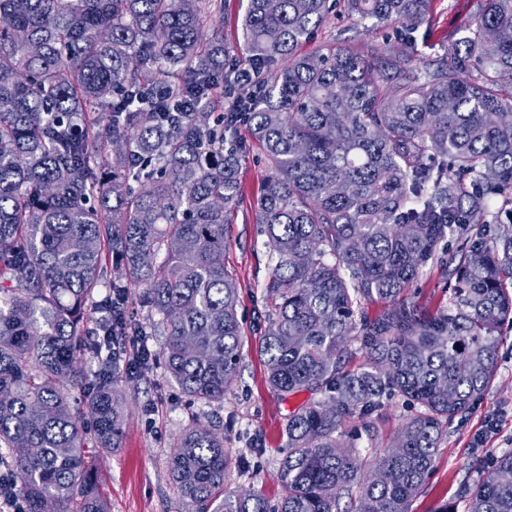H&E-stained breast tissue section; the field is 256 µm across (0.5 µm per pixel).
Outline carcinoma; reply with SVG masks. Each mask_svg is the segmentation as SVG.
Returning <instances> with one entry per match:
<instances>
[{
	"mask_svg": "<svg viewBox=\"0 0 512 512\" xmlns=\"http://www.w3.org/2000/svg\"><path fill=\"white\" fill-rule=\"evenodd\" d=\"M429 2L248 0L230 50L206 27L224 0H0V460L28 512H109L90 453L118 447L122 380L160 357L206 405L236 381L224 246L241 126L269 170L251 204L271 261L267 382L321 397L288 416L277 507L224 492V435L200 423L174 444L172 477L188 512H411L512 326V0H485L423 66L414 33ZM338 5L398 25L395 41L300 52ZM439 259L448 304L430 313L405 293ZM132 288L163 330L158 353L127 317ZM372 300L388 308L369 317ZM354 343L365 363L351 371ZM384 397L421 411L372 467L347 427ZM461 498L464 512H512V452Z\"/></svg>",
	"mask_w": 512,
	"mask_h": 512,
	"instance_id": "1",
	"label": "carcinoma"
}]
</instances>
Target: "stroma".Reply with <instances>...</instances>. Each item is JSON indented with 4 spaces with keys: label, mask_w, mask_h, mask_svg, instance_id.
Listing matches in <instances>:
<instances>
[{
    "label": "stroma",
    "mask_w": 512,
    "mask_h": 512,
    "mask_svg": "<svg viewBox=\"0 0 512 512\" xmlns=\"http://www.w3.org/2000/svg\"><path fill=\"white\" fill-rule=\"evenodd\" d=\"M483 5L484 0H431V18L415 34L419 62L426 65L438 60L462 37L465 23ZM392 32V27L385 26L365 34L362 22L341 13L321 28L304 49L309 52L314 46L334 41L361 49L369 42L383 43ZM266 174L259 150H252L242 169V196L235 222L228 228L224 250V264L239 283V314L244 332L237 380L223 402L209 406L191 402L159 362L139 378L123 382L126 404L119 446L96 459L100 489L110 512H185L169 462L175 440L197 423L213 426L224 434V446L232 461L224 485L227 492L251 490L274 505L285 494L279 477L286 444L282 430L289 413L306 404L311 394L302 391L284 397L274 392L257 352L265 327V284L271 263L250 203ZM410 293L428 311L446 303L447 276L442 266L436 263L424 268ZM407 414L401 401L384 400L367 418L368 430L356 442L362 457L372 461L391 448ZM490 420L497 425L495 434L484 447H475V437ZM257 439L262 441L264 453L249 456L246 467H238L240 455L246 454ZM508 451H512L510 328L503 331L494 383L467 412L449 424L432 472L412 505L413 512H435L443 503H459L463 485L475 477L478 467Z\"/></svg>",
    "instance_id": "obj_1"
}]
</instances>
